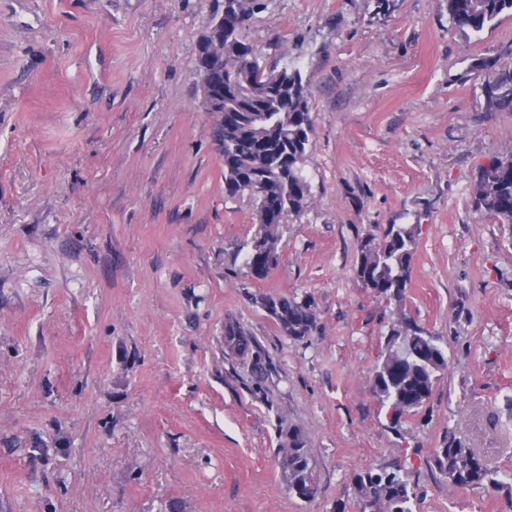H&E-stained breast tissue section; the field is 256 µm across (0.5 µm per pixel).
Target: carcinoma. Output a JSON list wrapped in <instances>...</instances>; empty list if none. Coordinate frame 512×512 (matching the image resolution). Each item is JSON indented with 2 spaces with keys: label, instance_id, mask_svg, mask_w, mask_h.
Wrapping results in <instances>:
<instances>
[{
  "label": "carcinoma",
  "instance_id": "obj_1",
  "mask_svg": "<svg viewBox=\"0 0 512 512\" xmlns=\"http://www.w3.org/2000/svg\"><path fill=\"white\" fill-rule=\"evenodd\" d=\"M254 0H230L224 27H211L198 48V67L217 54L213 39L223 40L224 59L213 71V92L224 94L217 109L213 136L224 148V194L233 198L246 190L255 193L259 231L246 244L244 265L263 279L278 264L280 227L290 213L309 199L303 175L313 121L308 93L297 69L265 72L243 29L254 11ZM448 18L463 33H481L504 13L512 15V0H447ZM472 69L483 73L480 97L489 112H512V47L482 57ZM471 203L475 211L496 218L512 232V151L480 167L474 178ZM416 243L415 227L390 224L380 234L370 233L359 246L354 274L376 297L402 301L410 280ZM262 308L281 330L302 339L316 326L307 300L264 296ZM224 346L251 355L253 369L264 370L262 356L252 351V339L232 320L224 323ZM448 365L445 350L424 328L402 315L392 326L377 364L373 386L388 408L389 428L399 431L402 420L427 404ZM277 458L288 490L310 499L317 492L307 442L290 429ZM438 470L457 488H479L499 493L506 484L474 449L453 433L436 449ZM360 512H414L417 498L400 467L362 469L352 476Z\"/></svg>",
  "mask_w": 512,
  "mask_h": 512
}]
</instances>
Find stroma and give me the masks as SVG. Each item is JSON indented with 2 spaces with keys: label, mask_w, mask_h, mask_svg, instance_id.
Returning a JSON list of instances; mask_svg holds the SVG:
<instances>
[{
  "label": "stroma",
  "mask_w": 512,
  "mask_h": 512,
  "mask_svg": "<svg viewBox=\"0 0 512 512\" xmlns=\"http://www.w3.org/2000/svg\"><path fill=\"white\" fill-rule=\"evenodd\" d=\"M265 71L299 70L307 206L252 277L253 196L224 195L198 45L224 0H0V512H358L355 471L402 464L416 512H504L433 457L455 433L512 479V231L471 205L512 148L475 60L512 16L463 34L446 0H258ZM416 227L403 303L354 276L367 233ZM306 299L310 336L263 296ZM448 356L400 431L373 391L399 314ZM267 364L224 348V323ZM317 493L289 492L280 434ZM307 442L297 429H288L278 448L277 458L288 482V490L303 499L313 498L317 492Z\"/></svg>",
  "instance_id": "obj_1"
}]
</instances>
